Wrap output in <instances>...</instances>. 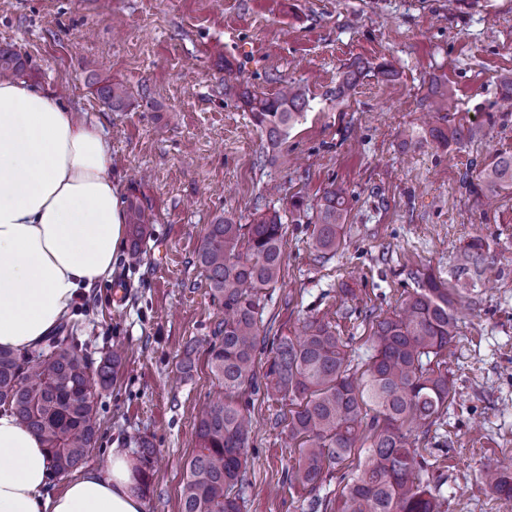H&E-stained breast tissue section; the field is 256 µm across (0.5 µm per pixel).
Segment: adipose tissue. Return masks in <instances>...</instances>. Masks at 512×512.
Listing matches in <instances>:
<instances>
[{"label":"adipose tissue","mask_w":512,"mask_h":512,"mask_svg":"<svg viewBox=\"0 0 512 512\" xmlns=\"http://www.w3.org/2000/svg\"><path fill=\"white\" fill-rule=\"evenodd\" d=\"M110 163L95 125L25 80H0V347L34 349L80 288L111 279L126 218ZM49 473L39 437L1 412L0 512H144L121 449L61 490Z\"/></svg>","instance_id":"obj_1"}]
</instances>
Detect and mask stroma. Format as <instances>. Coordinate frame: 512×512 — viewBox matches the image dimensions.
I'll return each instance as SVG.
<instances>
[{"mask_svg":"<svg viewBox=\"0 0 512 512\" xmlns=\"http://www.w3.org/2000/svg\"><path fill=\"white\" fill-rule=\"evenodd\" d=\"M6 44L28 57L30 83L99 127L120 199L154 215L141 263L122 246L111 281L81 291L68 319L92 358L125 356L98 399L86 467L149 441L157 461L145 512H181L194 421L217 389L206 344L224 318L197 253L216 217L247 224L275 210L284 261L264 322L290 335L307 316L330 321L358 370L372 353L370 313L392 311L415 288L414 272L465 293L447 351L455 398L418 445L432 451L443 512H512L481 479L486 466L512 467V194L489 203L460 181L512 152V102L500 87L512 75V0H0ZM354 62L364 74L337 97ZM382 63L392 82L378 74ZM99 74L127 85L124 107L98 99ZM241 77L269 95L284 80L307 89L303 118L274 150L241 106ZM434 77L456 90L452 119L468 139L427 137L442 122L425 101ZM333 185L347 193V220L322 264L293 203L316 205ZM477 236L491 269L466 289L456 266ZM288 410L253 398L243 512H308L287 481L298 451L274 424Z\"/></svg>","mask_w":512,"mask_h":512,"instance_id":"obj_1","label":"stroma"}]
</instances>
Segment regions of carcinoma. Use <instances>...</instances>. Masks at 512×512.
<instances>
[{
    "label": "carcinoma",
    "instance_id": "cac0c4a2",
    "mask_svg": "<svg viewBox=\"0 0 512 512\" xmlns=\"http://www.w3.org/2000/svg\"><path fill=\"white\" fill-rule=\"evenodd\" d=\"M364 67L353 63L336 87V96L356 86ZM26 61L12 48L0 47V78L25 75ZM98 95L120 107L127 89L110 78L98 81ZM241 102L274 149L308 107L306 89L284 82L271 97L243 86ZM434 112L457 111V99L445 84L430 88ZM462 126L429 129L446 145L467 137ZM463 183L486 198L512 190V154H498L476 180ZM347 217L345 192L328 188L313 220L315 261L336 253ZM126 223L132 256L153 217L138 200L127 205ZM284 227L277 214L264 213L250 224L219 217L207 225L197 259L213 299L224 306V321L214 331L208 361L218 392L194 425L197 448L185 467L181 512H243L241 494L248 466L252 417L250 396L262 393L290 402L288 447L298 458L288 470V485L308 492L310 512L322 505L324 477L351 457L356 444L370 441L360 474L337 476L343 484L341 512H440V502L424 476L432 464L403 431L406 423L430 427L448 406L453 384L442 369V356L456 336L454 298L432 274L415 275L417 287L399 308L374 322V354L361 376L350 368L347 345L330 322L315 316L303 321L296 338L276 337L274 356L263 375L257 353L270 333L263 321L265 290L275 287L283 264ZM487 257L483 242L472 239L459 258L461 276H482ZM122 366V355L109 351L95 363L79 339L62 325L44 348L17 353L0 348V410L11 412L35 433L49 453L56 475L71 473L97 442V399ZM369 423H364L365 418ZM139 490L146 492L153 448L139 445ZM484 483L512 499V474L489 468Z\"/></svg>",
    "mask_w": 512,
    "mask_h": 512
}]
</instances>
